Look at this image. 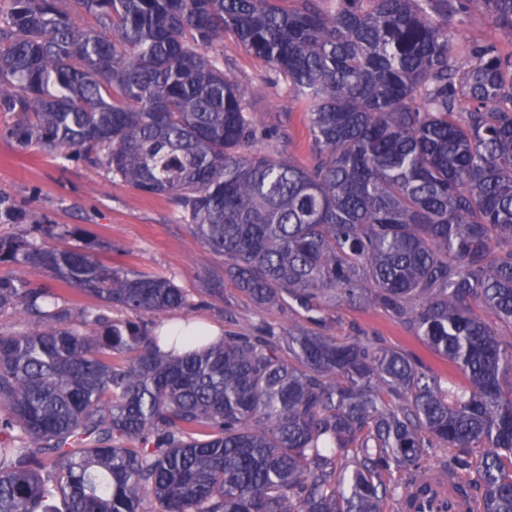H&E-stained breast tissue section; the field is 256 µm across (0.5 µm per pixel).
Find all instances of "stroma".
<instances>
[{"label":"stroma","instance_id":"obj_1","mask_svg":"<svg viewBox=\"0 0 512 512\" xmlns=\"http://www.w3.org/2000/svg\"><path fill=\"white\" fill-rule=\"evenodd\" d=\"M224 52L237 79L264 85L263 96L253 103L254 112L267 125H288L291 138L284 146L285 152L298 162H306L310 151L307 119L300 110L289 109L284 85L264 62L237 47L233 36H225ZM0 192L13 198L21 210L42 214L46 223L82 228L86 239L97 244L96 256L101 262L116 267L146 268L187 288L193 295L195 309L171 313L169 321L194 319L219 332L236 330L260 319L278 326L309 325L301 312L291 316L276 309H258L229 282L224 285V296L233 305V318L218 317L203 307L201 288L213 259L179 221L166 197L140 192L82 161L63 162L35 147L23 149L13 140L1 137ZM14 277L60 292L72 312L98 305L97 300L46 271L0 263V278ZM335 315L340 319L334 330L336 336H350L359 331L378 337L386 346L412 352L440 378H447L453 371L447 360L381 309L343 307Z\"/></svg>","mask_w":512,"mask_h":512}]
</instances>
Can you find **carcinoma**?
<instances>
[{
    "instance_id": "carcinoma-1",
    "label": "carcinoma",
    "mask_w": 512,
    "mask_h": 512,
    "mask_svg": "<svg viewBox=\"0 0 512 512\" xmlns=\"http://www.w3.org/2000/svg\"><path fill=\"white\" fill-rule=\"evenodd\" d=\"M70 2L0 0V135L167 197L216 260L218 315L228 279L316 330L172 336L188 291L0 193V224L30 220L0 262L129 314L75 320L0 278V312L44 323L0 335V512H398L431 448L475 512H512V51L458 38L484 15L512 42V0ZM226 34L303 107L307 163L229 76ZM368 305L467 383L337 340L324 312Z\"/></svg>"
}]
</instances>
